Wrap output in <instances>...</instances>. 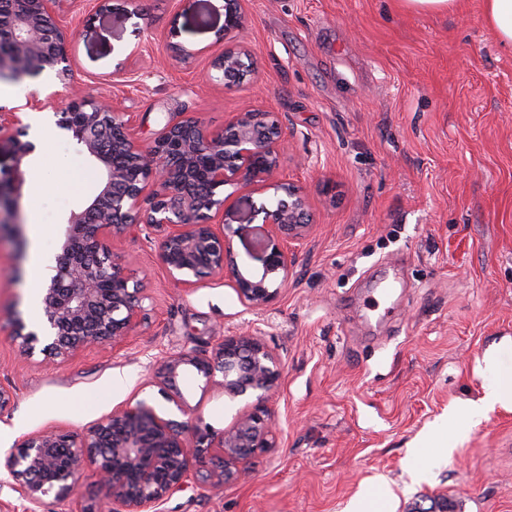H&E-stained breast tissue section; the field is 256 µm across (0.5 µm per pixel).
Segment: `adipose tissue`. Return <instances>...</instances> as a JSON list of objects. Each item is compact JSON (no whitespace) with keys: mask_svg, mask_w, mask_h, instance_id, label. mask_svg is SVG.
<instances>
[{"mask_svg":"<svg viewBox=\"0 0 512 512\" xmlns=\"http://www.w3.org/2000/svg\"><path fill=\"white\" fill-rule=\"evenodd\" d=\"M512 343L502 341L492 345L484 353L477 365V371L483 380L484 393L475 400L463 404L461 414L472 424H479L489 411L503 409L512 411V365L502 360L505 350Z\"/></svg>","mask_w":512,"mask_h":512,"instance_id":"1","label":"adipose tissue"}]
</instances>
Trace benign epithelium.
Listing matches in <instances>:
<instances>
[{
    "label": "benign epithelium",
    "mask_w": 512,
    "mask_h": 512,
    "mask_svg": "<svg viewBox=\"0 0 512 512\" xmlns=\"http://www.w3.org/2000/svg\"><path fill=\"white\" fill-rule=\"evenodd\" d=\"M55 4L0 0V19L9 22L6 39L0 38V77L52 66L60 80L67 79L65 48L71 34L59 23ZM243 19L240 0H224V34L242 29ZM246 55L242 46L226 49L213 68L224 80L239 75ZM18 124L17 113L0 111V234L6 230L15 236L26 182L22 166L36 151ZM56 126L98 167L101 189L64 225L55 274L45 288L41 324L30 329L17 314L8 318L9 336L21 340L27 354L63 361L94 344L119 349L138 334L143 286L111 249L112 240L133 222L162 233L160 261L186 292L206 277L219 278L245 307L263 309L288 282L290 249L306 237L309 211L299 186L270 182L287 147L275 113L241 112L217 130L182 113L144 146L131 133L127 113L81 95ZM201 156L208 160L207 196L194 192ZM149 182L156 190L143 210L140 198ZM238 184L273 189V196L257 209L266 233L249 253L261 262L259 269L241 268L234 256L241 227L234 226L238 216L224 187ZM185 366L207 378L219 370L225 395L233 400L252 392L255 404L222 433L200 426L177 388ZM156 378L161 394L182 419L162 415L142 399L112 412L86 436L58 430L29 434L15 444L7 462L12 490L32 504L51 493L65 499L77 493L92 464L98 481L110 488L104 512H162L170 491L193 479L204 464L215 463L203 485L215 494L249 473L248 461L258 449L272 447L275 422L264 403L278 389L280 370L260 337L243 331L222 338L211 357L191 350L165 358Z\"/></svg>",
    "instance_id": "7a95c632"
}]
</instances>
